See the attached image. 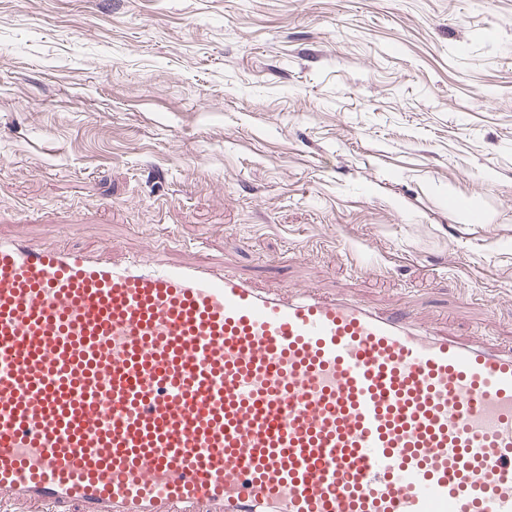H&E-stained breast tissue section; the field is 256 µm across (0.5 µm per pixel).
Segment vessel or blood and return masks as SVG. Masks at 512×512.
<instances>
[{"label":"vessel or blood","mask_w":512,"mask_h":512,"mask_svg":"<svg viewBox=\"0 0 512 512\" xmlns=\"http://www.w3.org/2000/svg\"><path fill=\"white\" fill-rule=\"evenodd\" d=\"M0 235L25 512H512V349L164 247Z\"/></svg>","instance_id":"obj_1"}]
</instances>
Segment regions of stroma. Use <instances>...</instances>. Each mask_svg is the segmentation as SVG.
Returning <instances> with one entry per match:
<instances>
[{
	"instance_id": "35a3bbf8",
	"label": "stroma",
	"mask_w": 512,
	"mask_h": 512,
	"mask_svg": "<svg viewBox=\"0 0 512 512\" xmlns=\"http://www.w3.org/2000/svg\"><path fill=\"white\" fill-rule=\"evenodd\" d=\"M0 232L512 347V0H0Z\"/></svg>"
}]
</instances>
